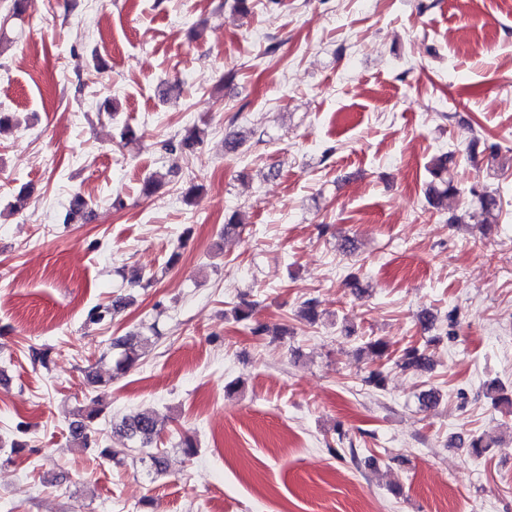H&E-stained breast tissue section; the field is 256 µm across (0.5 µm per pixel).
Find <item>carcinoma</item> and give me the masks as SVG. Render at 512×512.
I'll use <instances>...</instances> for the list:
<instances>
[{"instance_id":"cac0c4a2","label":"carcinoma","mask_w":512,"mask_h":512,"mask_svg":"<svg viewBox=\"0 0 512 512\" xmlns=\"http://www.w3.org/2000/svg\"><path fill=\"white\" fill-rule=\"evenodd\" d=\"M206 130L198 126H192L184 130L179 137L169 139L163 143V147L169 151L179 150L193 155L204 142ZM456 163V153L443 152L435 156L428 172L431 180L427 183L425 196L428 204L437 209L444 210L448 207V199L462 196L466 193L475 197L479 203L483 223H497L501 209L500 195L496 190L488 188L477 189L472 187L464 190L454 183L450 171ZM130 303V297L118 296L112 301V305H96L90 308L86 315V323L100 324L108 317L119 313ZM234 318L244 324L252 334L259 336L267 332V327L254 321L253 306L249 303H241L234 307ZM148 342L149 338L139 339L135 336H119L111 340L110 350L115 353V370L124 373L132 368L139 359L136 350L138 343ZM361 351L365 352L373 360H391V347L383 339H371L364 343ZM396 364L407 370L427 372L431 369V359L420 348L410 345L405 347L398 356ZM101 410L78 411V414L69 424V436L72 445L76 448H89L98 444L96 438L95 421L99 418ZM114 432L126 439L138 448H152L162 431L161 418L153 413H136L122 418L120 423L113 425Z\"/></svg>"}]
</instances>
